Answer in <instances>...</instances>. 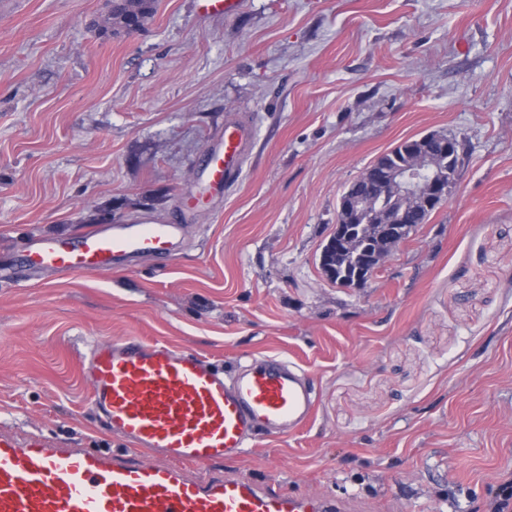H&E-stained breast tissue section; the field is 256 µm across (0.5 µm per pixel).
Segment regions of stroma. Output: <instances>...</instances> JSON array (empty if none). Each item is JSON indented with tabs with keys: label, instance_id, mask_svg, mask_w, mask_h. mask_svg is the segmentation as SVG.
I'll use <instances>...</instances> for the list:
<instances>
[{
	"label": "stroma",
	"instance_id": "stroma-1",
	"mask_svg": "<svg viewBox=\"0 0 512 512\" xmlns=\"http://www.w3.org/2000/svg\"><path fill=\"white\" fill-rule=\"evenodd\" d=\"M103 0H0V427L122 441L82 358L138 336L224 371L276 355L317 398L299 432L204 466L354 512H485L512 474V0H157L97 37ZM254 130L238 180L189 207L211 140ZM455 135L456 185L357 288L319 262L347 187L402 141ZM186 227L108 274L17 273L25 243ZM201 17L232 16L243 6V0H195Z\"/></svg>",
	"mask_w": 512,
	"mask_h": 512
}]
</instances>
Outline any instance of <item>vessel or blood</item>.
<instances>
[{"label": "vessel or blood", "instance_id": "vessel-or-blood-1", "mask_svg": "<svg viewBox=\"0 0 512 512\" xmlns=\"http://www.w3.org/2000/svg\"><path fill=\"white\" fill-rule=\"evenodd\" d=\"M199 16H232L243 0H195ZM251 132L228 123L202 168L209 190L239 174ZM176 223L113 224L73 237H35L19 271L109 273L141 257L177 251ZM90 402L120 452L54 446L0 430V512H342V504L299 497L242 476L188 473L241 456L260 436L296 433L312 420L316 395L303 369L256 357L227 373L203 356L125 336L91 346L83 360ZM150 459H143L142 451Z\"/></svg>", "mask_w": 512, "mask_h": 512}]
</instances>
